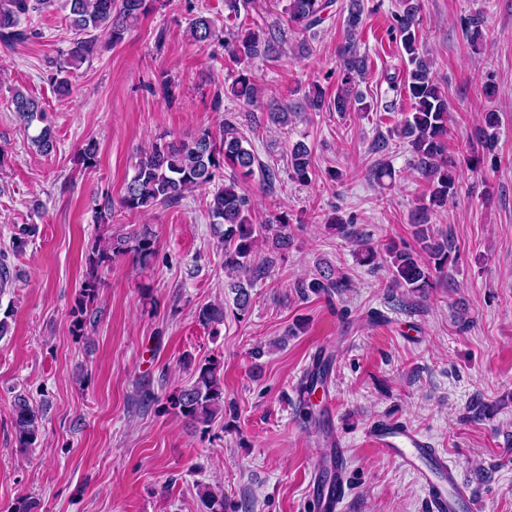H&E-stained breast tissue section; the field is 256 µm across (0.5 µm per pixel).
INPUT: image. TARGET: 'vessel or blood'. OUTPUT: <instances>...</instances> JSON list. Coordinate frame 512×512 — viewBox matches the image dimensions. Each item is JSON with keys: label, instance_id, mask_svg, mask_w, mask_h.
<instances>
[{"label": "vessel or blood", "instance_id": "obj_1", "mask_svg": "<svg viewBox=\"0 0 512 512\" xmlns=\"http://www.w3.org/2000/svg\"><path fill=\"white\" fill-rule=\"evenodd\" d=\"M366 438L413 475L425 494L428 512H471L470 485L447 454L433 448L422 432L401 419L381 418L369 426ZM325 443L324 457L330 472L317 474L310 486L313 509L314 512H341L346 498L348 451L338 431L329 432Z\"/></svg>", "mask_w": 512, "mask_h": 512}]
</instances>
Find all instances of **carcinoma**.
Returning a JSON list of instances; mask_svg holds the SVG:
<instances>
[{
	"label": "carcinoma",
	"instance_id": "cac0c4a2",
	"mask_svg": "<svg viewBox=\"0 0 512 512\" xmlns=\"http://www.w3.org/2000/svg\"><path fill=\"white\" fill-rule=\"evenodd\" d=\"M152 2L154 0H64L62 8L68 10L66 18L78 38L62 57L51 61L56 72L57 93H70L69 73L90 60L96 52V37L92 32L107 31L112 44L117 45L140 17L151 9ZM362 2L287 0L284 9L288 29L304 33L319 26L331 8L340 5L346 37L340 50L333 100L337 112H349L362 100V94L356 90L366 71V60L358 51V37L364 25ZM250 4L251 0H224L227 19L235 20L224 34V48L237 63L274 57L282 36L281 30L273 26H260L254 21L249 23L240 19L241 12H249ZM46 5L47 0H0V42L11 44L29 39L31 31L21 26V20L41 11ZM392 19L391 34L399 41L400 49L411 66L402 88L412 101V112L391 133L407 143L415 170L427 185L425 202L411 213L418 248H400L394 243L377 249L366 247L363 239L355 236V232L346 225L338 223L336 229L359 246L361 262L371 264L378 256H384L392 285L424 293L432 285L433 273L448 266L451 252L448 238L440 240L434 236L430 220L456 193L460 174L448 160V96L433 71V63L420 52L419 0H400L399 11L392 14ZM464 31L471 48L479 49L484 41L482 16L475 14L465 18ZM189 33L196 43L205 44L215 36L214 22L200 12L191 20ZM258 93V85L252 75L245 70L239 72L231 86V94L249 104ZM11 104L36 150L45 155L53 152L56 140L40 102L17 89ZM483 123L484 126L476 130L475 142L482 150L490 151L494 147V130L499 123L497 113H484ZM97 153V143L87 141L79 152V163L86 168L96 166ZM288 153L291 177L300 182L310 181L311 159L307 145L297 142L289 147ZM254 160V154L243 146L237 129L230 124L225 125L217 137L211 130L202 129L189 140L161 139L138 157L134 175L127 182L119 202L121 208L137 213L176 204L186 193L213 183L225 168H230L231 175L212 195L208 215L214 236L224 243V269L240 277L231 285V290L235 309L241 314L247 312L252 304L250 289L253 279L261 276V271L251 268L257 242L256 225L252 224V205L237 180L239 174L249 176L253 173ZM156 250L157 237L152 229L145 227L133 236H113L104 245H95L88 251L86 274L73 311V328L78 335L85 334L87 322L97 312L94 305L103 285L101 272L112 259L129 253L138 262L146 263L155 256ZM348 287L349 280L330 267L319 269L309 281L299 285L304 294L311 292L327 297ZM197 320L204 327L224 323L223 304L202 306L197 312ZM330 368L332 361L329 360L316 365L307 374L309 382L305 386L304 413L309 418L313 417L311 396L318 388L324 387ZM165 409L194 430L206 432L214 420L224 414L220 361L210 357L194 365L191 381L167 396ZM12 415L16 447L21 450L35 447L40 437L41 414L31 405L28 396L19 393L14 397ZM196 489L205 512H225L223 492L200 483L196 484Z\"/></svg>",
	"mask_w": 512,
	"mask_h": 512
}]
</instances>
